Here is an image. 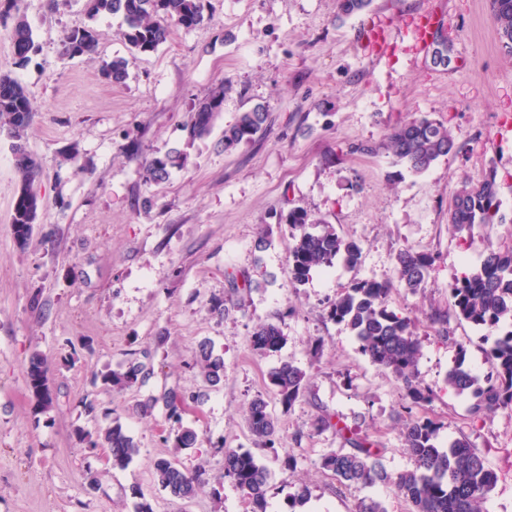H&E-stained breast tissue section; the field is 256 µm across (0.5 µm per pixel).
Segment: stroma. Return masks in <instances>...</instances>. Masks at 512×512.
Instances as JSON below:
<instances>
[{"label": "stroma", "mask_w": 512, "mask_h": 512, "mask_svg": "<svg viewBox=\"0 0 512 512\" xmlns=\"http://www.w3.org/2000/svg\"><path fill=\"white\" fill-rule=\"evenodd\" d=\"M205 4L203 28H173L157 50L134 54L122 19H90L85 0H65L55 13L45 0H22L40 48L24 67L16 63L11 25L0 24V72L31 91L36 116L27 147L43 164L40 220L23 247L11 224L12 155L0 138V512H135L142 499L154 512H245L241 493L223 476L228 448L251 450L266 467L267 512H288L302 487L309 490L304 512H353L363 497L382 501L387 512H409L389 486H339L321 461L343 441L313 427L318 416L331 415L376 441L389 472L410 468L402 390L328 314L354 283L395 280V255L405 247L435 259L424 292L400 288L388 303L414 319L423 345L418 373L433 398L413 413L481 453L497 475L485 512H512V410L474 419L470 397L445 384L460 360L478 376L490 370L485 332L451 315L448 285L479 265L487 248L512 244V55L489 0H373L368 11L344 19L337 0ZM427 14L452 46L449 66L433 65L416 39ZM90 24L103 33L97 53L60 57L64 32ZM115 58L127 62L121 85L99 74ZM221 85L224 110L211 135L187 146L195 104ZM257 103L269 108L265 135L225 152V124ZM416 112L447 125L459 146L420 175L379 148L388 130ZM361 144L376 154L357 153ZM74 147L73 166L63 158ZM175 149L187 151L185 166L164 184L145 185L143 160ZM493 165L505 178V223L453 232L452 197L462 181L482 180ZM295 206L359 241V264L339 262L291 286L290 228L278 215ZM260 237L266 246L259 251ZM235 282L244 307L212 314ZM435 308L449 314L448 336L430 322ZM267 322L279 323L287 341L264 355L251 336ZM205 339L224 359V379L214 387L193 365ZM145 350L154 366L145 386H102V372ZM36 353L48 362L47 406L26 386ZM284 361L311 376L289 408L269 378ZM168 391L201 396L184 415L196 445L179 462L203 467L207 482L186 501L153 476L154 460L174 446L163 408L134 410ZM258 395L277 419L274 453L247 427V406ZM89 402L94 412L86 411ZM114 423L140 448L122 471L105 449L77 437ZM291 451L292 469L285 464Z\"/></svg>", "instance_id": "35a3bbf8"}]
</instances>
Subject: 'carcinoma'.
<instances>
[{"label":"carcinoma","mask_w":512,"mask_h":512,"mask_svg":"<svg viewBox=\"0 0 512 512\" xmlns=\"http://www.w3.org/2000/svg\"><path fill=\"white\" fill-rule=\"evenodd\" d=\"M18 0H0V23H12L13 48L20 66L29 64L37 55L39 46L33 29L17 7ZM372 0H338V14L348 17L370 7ZM90 18L119 16L126 25L123 33L129 48L138 53L155 51L170 35L174 24L188 32L204 27L208 21L204 0H86ZM491 19L502 42L512 53V0H490ZM102 32L93 26L72 29L65 37L60 56L75 58L92 56ZM101 77L110 84L119 85L128 76L127 62L117 58L104 61ZM224 111V88L213 91L193 110L186 126L187 145L210 136L219 114ZM35 112L27 88L9 73H0V136L11 141L13 166L18 181L15 194L12 226L20 246L28 244L37 223L41 202L35 183L42 175L40 161L26 146V135L33 124ZM269 109L257 104L236 114L233 122L224 126V151L231 152L242 144L260 139L267 131ZM382 148L395 162L410 172L422 174L437 161L458 153L459 147L452 132L429 114H419L394 127L385 134ZM187 154L176 151L163 158L154 157L144 166V179L150 184L169 179V167L184 163ZM501 184L497 171L490 169L479 182L463 184L448 207V224L461 233L471 232L476 224H501ZM280 219L291 228L288 245L290 284L296 286L309 279L311 271L329 268L340 261L355 268L361 257V244L347 239L336 227L312 218L307 209L296 206ZM434 258L431 254L412 248L399 250L395 255L396 279L388 281H362L338 296L330 306L329 315L343 323L358 342L360 353L377 368L389 372L405 391L414 405L431 400L428 388L422 386L418 374V361L422 343L415 333L414 321L388 309V298L398 286L409 293L426 288ZM448 292L458 318L497 333L498 338L487 350L493 371L485 378L474 374L465 363L454 365L445 377L448 389L468 394L474 402L470 414L475 418L499 409H512V248L489 249L480 264L471 272L455 278L448 284ZM286 343L279 325L268 322L252 334L255 350L276 353ZM194 365L205 382L215 386L224 377V359L214 354L210 342L199 343L194 354ZM48 364L40 354L29 361L26 383L41 403H48ZM153 375L150 352L128 362L126 370L101 374L103 384L122 392L136 384H145ZM280 402L291 407L303 396L309 383L307 372L288 361L270 373ZM163 403L165 420L175 433L171 457H160L153 463V476L159 485L180 500L194 498L205 485V470L189 471L179 465L177 454L195 447L194 428L184 425L185 410L181 404H199V394L169 392L162 398L150 396L137 404L145 414ZM249 432L265 448L276 444L277 425L268 402L261 396L253 398L246 410ZM317 430L333 428L344 437L349 447L330 450L322 460L323 469L331 472L342 486L390 485L412 507V512H483V504L493 489L496 476L487 466L485 458L464 438L448 440L440 447V426L428 418L412 417L402 427L404 451L413 466L393 475L383 462V449L367 435L357 433L346 436V431L332 422L328 414L317 417L313 423ZM80 440L91 447L109 451L112 468L124 470L139 453V447L119 424L108 425L96 434L81 431ZM223 477L231 479L244 499L251 504L250 512H266V494L269 473L249 450L224 451Z\"/></svg>","instance_id":"cac0c4a2"}]
</instances>
